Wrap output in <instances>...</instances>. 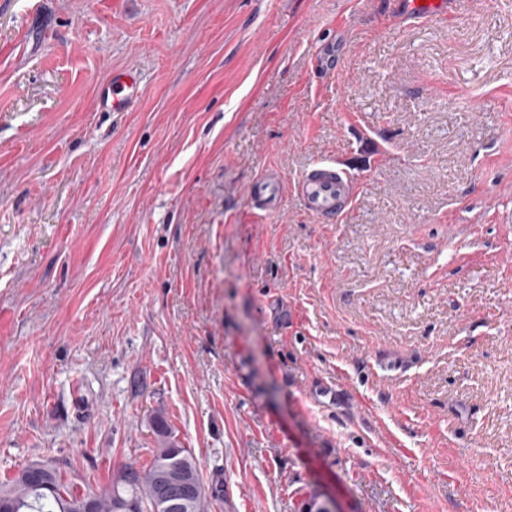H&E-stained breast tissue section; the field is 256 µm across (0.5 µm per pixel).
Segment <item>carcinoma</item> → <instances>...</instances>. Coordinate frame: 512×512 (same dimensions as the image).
<instances>
[{"mask_svg":"<svg viewBox=\"0 0 512 512\" xmlns=\"http://www.w3.org/2000/svg\"><path fill=\"white\" fill-rule=\"evenodd\" d=\"M158 448L142 467L128 465L109 488L96 490L84 479L64 477L51 464L33 461L0 485V512H168L161 481L177 487L191 479L206 491L192 452L181 446L163 417L153 418Z\"/></svg>","mask_w":512,"mask_h":512,"instance_id":"obj_1","label":"carcinoma"}]
</instances>
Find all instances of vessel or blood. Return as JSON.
Wrapping results in <instances>:
<instances>
[{"label": "vessel or blood", "mask_w": 512, "mask_h": 512, "mask_svg": "<svg viewBox=\"0 0 512 512\" xmlns=\"http://www.w3.org/2000/svg\"><path fill=\"white\" fill-rule=\"evenodd\" d=\"M455 0H397L395 17L406 24H423L448 19ZM139 94V83L134 75L114 77L112 81V111L126 110ZM283 178L273 172L256 176L250 189V198L264 212L279 209L283 196ZM358 180L350 171L334 162L315 165L293 183V190L310 213L327 223L340 220L348 212L356 197Z\"/></svg>", "instance_id": "b4317fda"}]
</instances>
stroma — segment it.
I'll use <instances>...</instances> for the list:
<instances>
[{
  "label": "stroma",
  "mask_w": 512,
  "mask_h": 512,
  "mask_svg": "<svg viewBox=\"0 0 512 512\" xmlns=\"http://www.w3.org/2000/svg\"><path fill=\"white\" fill-rule=\"evenodd\" d=\"M393 9L0 0V481L108 487L159 414L207 512H512V0ZM454 0H397L395 18L405 24H423L448 19L454 10ZM112 78V100L108 104L109 97L105 98V104L113 112L126 110L138 97L139 83L136 77L130 73ZM357 186L354 174L328 161L297 178L293 190L307 211L333 224L352 208ZM284 179L277 173L264 172L256 176L250 189V198L265 213L279 209L283 196Z\"/></svg>",
  "instance_id": "stroma-1"
}]
</instances>
